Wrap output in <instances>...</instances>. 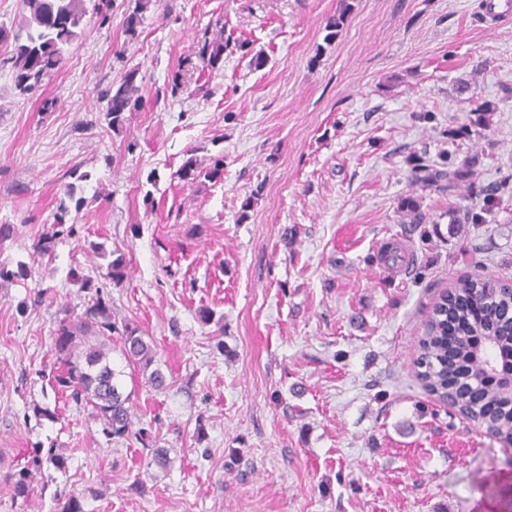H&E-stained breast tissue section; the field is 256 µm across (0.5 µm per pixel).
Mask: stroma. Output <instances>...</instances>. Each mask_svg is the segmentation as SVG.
<instances>
[{"label": "stroma", "mask_w": 512, "mask_h": 512, "mask_svg": "<svg viewBox=\"0 0 512 512\" xmlns=\"http://www.w3.org/2000/svg\"><path fill=\"white\" fill-rule=\"evenodd\" d=\"M342 2L153 0L130 43L129 0H114L42 97L0 68V224L14 227L0 267L26 270L0 281V512H52L62 487L82 512H506L479 487L512 482V449L450 419L414 361L441 291L470 274L512 281V197L490 223L454 224L474 193L422 191L430 238L408 243L414 272L379 256L401 232L411 152L475 160L479 187L512 175V0L491 14L484 0H350L326 42ZM219 23L229 46L207 71L199 51ZM133 68L145 107L115 131L99 95ZM176 75L190 93L173 92ZM477 99L496 105L487 126L446 137ZM190 149L222 158L223 180L175 178ZM71 184L86 200L76 234L36 254ZM85 277L170 385L123 379L152 448L108 440L48 384L58 310L83 311ZM38 444L66 468L33 473V496L13 500L8 479Z\"/></svg>", "instance_id": "stroma-1"}]
</instances>
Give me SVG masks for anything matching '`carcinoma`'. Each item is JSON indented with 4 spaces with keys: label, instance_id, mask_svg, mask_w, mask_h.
I'll list each match as a JSON object with an SVG mask.
<instances>
[{
    "label": "carcinoma",
    "instance_id": "1",
    "mask_svg": "<svg viewBox=\"0 0 512 512\" xmlns=\"http://www.w3.org/2000/svg\"><path fill=\"white\" fill-rule=\"evenodd\" d=\"M24 10L20 21L9 28L0 26V43H11L9 55L0 59V65L10 66L15 89L22 95L34 96L43 89L45 81L59 70L69 47L79 38L88 11L95 12L98 25L111 21V0H93V8L85 0H23ZM152 0H134V6L124 18L127 40L139 36V27ZM352 5L343 2L338 16L326 24L325 40L333 42L341 32ZM224 29H219L212 39L203 44L200 51L202 69L218 67L224 58ZM137 70L127 71L117 85L113 84L100 94L105 102V120L113 130L122 129L128 117L143 106L141 87L136 83ZM409 182L421 189L448 191L466 189L473 185L474 162L466 161L454 168L430 160L427 152L413 153L408 159ZM224 159L217 158L205 164L190 153L175 172L186 183L201 179L216 181L223 176ZM508 182L487 185L482 193L480 211L464 210L463 220L473 224L489 223L490 216L505 194ZM422 197L410 193L400 200L399 210L408 236L420 232V238L428 239L429 233L422 228L427 214L422 210ZM85 198L74 197L73 189L64 191L60 199L51 230L40 235L34 242V251L45 255L52 251L57 240L75 234L72 226H66L70 212H80ZM125 258L119 254L107 265L106 277L113 285L125 278ZM82 289L94 292L90 303L80 316L73 318L64 307V316L58 320L53 338L54 368L52 383L54 393L65 395L77 404L92 407V414L99 422L103 434L112 441L134 439L142 446H149L151 432L146 428L132 429V393L124 391L123 371L114 368L106 342L117 336L122 342L121 354L133 370L145 376L155 390L168 387L165 376L155 367L156 350L145 340L140 328L128 321L112 317L109 304L101 287L92 286L91 280L82 283ZM512 363V285L486 279L480 275L467 278L451 293H444L431 308L423 324V336L419 339L417 367L426 389L445 402L462 419L482 428L486 433L503 442L512 443V391L497 385L485 388V376L472 380L470 367ZM51 466L65 468L64 459L49 448H35L30 460L12 476L9 484L16 499H27L34 493L29 480L30 468ZM56 512H81V505L73 495H54Z\"/></svg>",
    "mask_w": 512,
    "mask_h": 512
}]
</instances>
